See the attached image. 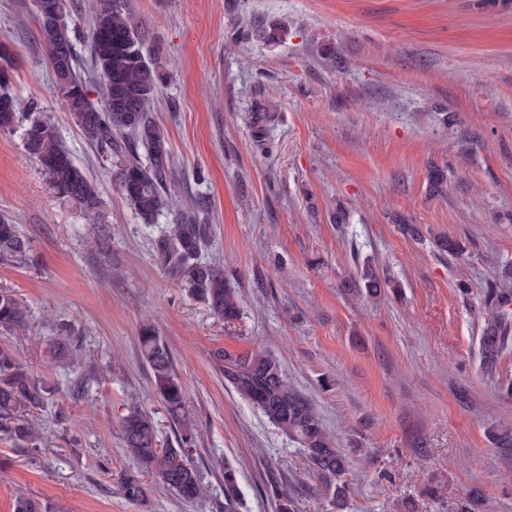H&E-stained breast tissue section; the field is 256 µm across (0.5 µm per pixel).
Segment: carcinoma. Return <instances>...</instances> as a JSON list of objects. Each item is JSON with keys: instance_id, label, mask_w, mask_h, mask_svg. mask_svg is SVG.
<instances>
[{"instance_id": "obj_1", "label": "carcinoma", "mask_w": 512, "mask_h": 512, "mask_svg": "<svg viewBox=\"0 0 512 512\" xmlns=\"http://www.w3.org/2000/svg\"><path fill=\"white\" fill-rule=\"evenodd\" d=\"M54 2L58 14L53 19L36 8L32 17L51 70L61 61L65 65L68 86L55 85L59 99L85 137L96 145L100 157L118 166L121 191L143 223L152 224L160 213L171 212L170 223L158 226L154 237V256L159 264L224 323H235L242 316L237 290L220 267L201 259L211 225L202 223L199 213L208 208V201L197 197L184 207L173 204V160L164 131L152 114L165 72L144 51L137 24L123 0H98L89 45L98 82V90H92L70 37L67 0ZM11 66L12 52L0 42V131L11 129L17 119L16 102L8 91ZM23 141L54 191L74 202L89 223H100L98 185L61 147L54 126L45 119H32L24 128ZM27 251L28 243L18 225L0 218V261L21 260ZM358 285L368 296L377 297L390 287V281L365 266L359 271ZM511 304L512 289L493 283L486 296L488 319L480 342L482 367L487 371L496 368L499 356L512 342V319L505 310ZM27 323L28 315L20 301L11 291L0 289V330L21 331ZM138 341L140 357L150 368L156 391L178 431L179 447H161L153 417L136 408L128 410L121 418V433L138 471L121 478V491L130 501L145 500L143 478L149 476L181 498L195 500L206 492L190 458L196 422L186 410L185 392L172 355L151 324L142 325ZM212 357L225 385L302 447L310 469L323 482L324 492L332 493V506L343 508L349 493L343 479L348 459L336 448L310 403L288 383L279 360L263 350L237 355L221 348L214 350ZM43 393L45 387L31 378L13 354L0 350V431L17 442L37 444L38 433L26 412L41 405ZM269 492L278 502V512H295L288 490L278 481L270 482ZM237 504V470L226 464L224 512H237ZM14 512H52V506L22 495L15 500Z\"/></svg>"}]
</instances>
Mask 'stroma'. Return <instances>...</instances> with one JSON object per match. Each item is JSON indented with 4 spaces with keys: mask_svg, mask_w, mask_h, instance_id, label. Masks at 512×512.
Here are the masks:
<instances>
[{
    "mask_svg": "<svg viewBox=\"0 0 512 512\" xmlns=\"http://www.w3.org/2000/svg\"><path fill=\"white\" fill-rule=\"evenodd\" d=\"M32 0H0L15 52L20 123L0 132V217L29 243L0 262V289L31 331H0L46 387L33 448L0 434V512L15 496L58 512H224V467L239 512H333L296 443L227 388L211 354L259 349L321 416L350 459L346 512H512V347L485 373L484 295L512 263V2L502 0H124L167 74L153 115L180 200L203 195L243 315L227 326L160 267L154 232L128 205L58 98ZM50 118L101 192L87 223L25 151V123ZM441 169V192L430 173ZM415 225L412 238L406 225ZM447 234L454 257L435 245ZM372 264L397 282L377 301L353 291ZM152 323L197 422L193 463L207 493L186 501L135 471L120 421L149 412L165 446L177 430L138 350ZM66 341L70 365H52ZM237 470L231 465L224 467V512H237L238 478Z\"/></svg>",
    "mask_w": 512,
    "mask_h": 512,
    "instance_id": "35a3bbf8",
    "label": "stroma"
}]
</instances>
